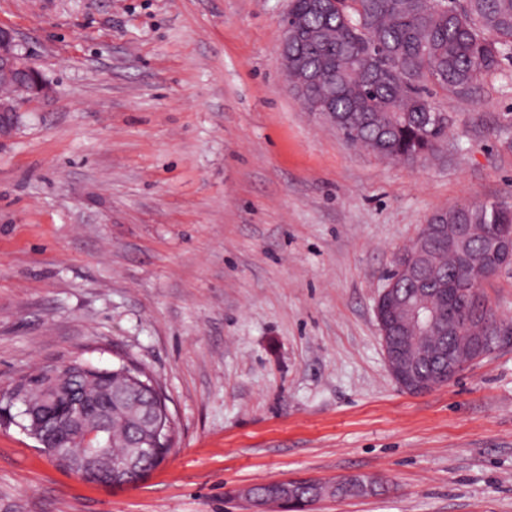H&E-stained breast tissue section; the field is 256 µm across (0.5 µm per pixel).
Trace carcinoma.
Wrapping results in <instances>:
<instances>
[{"instance_id": "1", "label": "carcinoma", "mask_w": 512, "mask_h": 512, "mask_svg": "<svg viewBox=\"0 0 512 512\" xmlns=\"http://www.w3.org/2000/svg\"><path fill=\"white\" fill-rule=\"evenodd\" d=\"M288 29V57L281 58L289 82L303 85L309 103L324 102V113L352 147H361L395 162L413 164L437 156L448 140V116L431 102L434 85L467 97L512 58V0H467L461 12L448 10V0H293ZM429 224H475L481 232L466 256L448 251V240L427 245L422 268L434 288H457L463 270L480 260L487 236L497 225H512V205L502 201L471 202L459 209L438 210ZM45 364L21 373L3 391L0 407L26 390L32 377L51 372ZM146 382L136 400L118 408L112 434V466L120 469L129 440L137 435L133 418L140 403L156 407L165 431L173 418L161 386L143 369L126 363L101 381L120 392L128 378ZM60 387L96 392L94 381L79 370L58 371ZM84 453L77 443L63 454H51L62 470L83 475L75 459ZM359 482L296 488L306 499L350 496Z\"/></svg>"}]
</instances>
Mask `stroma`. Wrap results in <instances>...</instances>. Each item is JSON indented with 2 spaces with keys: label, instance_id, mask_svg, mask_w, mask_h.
I'll list each match as a JSON object with an SVG mask.
<instances>
[{
  "label": "stroma",
  "instance_id": "stroma-1",
  "mask_svg": "<svg viewBox=\"0 0 512 512\" xmlns=\"http://www.w3.org/2000/svg\"><path fill=\"white\" fill-rule=\"evenodd\" d=\"M290 0H0L54 89L0 139V389L129 358L174 448L132 487L60 471L0 425V512H245L234 491L378 477L305 512H512V335L422 394L374 304L429 216L512 203V60L414 166L306 112L279 61ZM51 368H53L52 364H45L21 373L16 379L13 380V382L5 391H1L3 394L2 408H7L8 399L10 397L18 396L19 394L26 390V387L33 376L38 375L40 373H42V376L51 373Z\"/></svg>",
  "mask_w": 512,
  "mask_h": 512
}]
</instances>
